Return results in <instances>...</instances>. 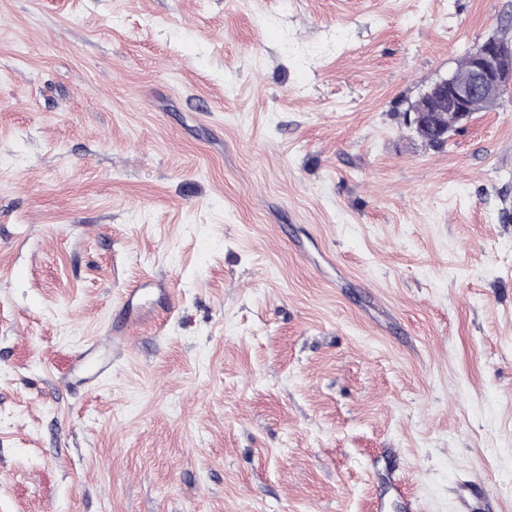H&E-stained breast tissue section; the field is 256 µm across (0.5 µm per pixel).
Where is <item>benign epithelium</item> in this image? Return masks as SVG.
<instances>
[{"label": "benign epithelium", "instance_id": "7a95c632", "mask_svg": "<svg viewBox=\"0 0 512 512\" xmlns=\"http://www.w3.org/2000/svg\"><path fill=\"white\" fill-rule=\"evenodd\" d=\"M512 86V40L490 38L470 55V78L460 81L450 75L435 82L422 97L423 108L406 112L407 123L421 131L431 127L435 142H448V126L440 121L443 112L454 113L458 126L469 121L473 98L495 102Z\"/></svg>", "mask_w": 512, "mask_h": 512}]
</instances>
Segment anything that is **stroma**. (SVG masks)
I'll return each instance as SVG.
<instances>
[{"mask_svg": "<svg viewBox=\"0 0 512 512\" xmlns=\"http://www.w3.org/2000/svg\"><path fill=\"white\" fill-rule=\"evenodd\" d=\"M492 37L512 0H0V512H512V88L402 117ZM459 512H498L493 509L484 496L477 495L470 485L458 483L454 489Z\"/></svg>", "mask_w": 512, "mask_h": 512, "instance_id": "stroma-1", "label": "stroma"}]
</instances>
